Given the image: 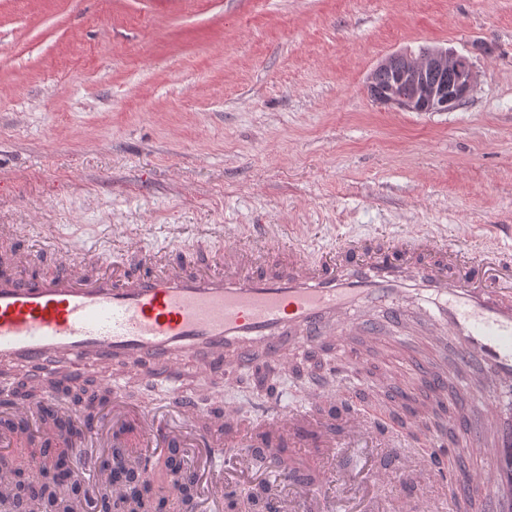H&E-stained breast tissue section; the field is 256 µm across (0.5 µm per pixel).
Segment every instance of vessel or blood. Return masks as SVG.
Returning <instances> with one entry per match:
<instances>
[{
    "instance_id": "1",
    "label": "vessel or blood",
    "mask_w": 512,
    "mask_h": 512,
    "mask_svg": "<svg viewBox=\"0 0 512 512\" xmlns=\"http://www.w3.org/2000/svg\"><path fill=\"white\" fill-rule=\"evenodd\" d=\"M146 231L122 230L111 254L89 249L75 259L54 225H42L33 245L20 244L17 225H0L10 242L0 250V366L34 369L43 390L35 400L0 382V468L26 437L52 446L59 426L77 425L67 444L69 480L107 487L112 512H122L129 486L98 469L102 454L121 449L125 466L146 476L166 449L201 448L203 461L192 465L195 505L221 512L235 471L253 465L252 449L312 438L329 463L351 448L392 447L395 426L377 408L340 409L318 390L309 410L270 405L244 417L224 401L204 410L186 374L257 358L284 370L291 350L316 352L356 331L378 341L415 315L427 336L458 354L454 369L430 359L419 371L441 386L471 385L483 421L453 447L435 442L417 458L396 453L371 481L388 485L397 470L440 477L450 451L481 445L486 463L466 482L490 495L494 512H512V254L496 246L470 254L420 231L393 240L342 236L312 253L257 249L238 234L213 272L202 253L207 234L166 260L145 247ZM116 364L168 381L164 409L133 411L115 400L88 420L57 389L59 380L76 390L92 376L113 392ZM274 501L276 512H356L315 487Z\"/></svg>"
}]
</instances>
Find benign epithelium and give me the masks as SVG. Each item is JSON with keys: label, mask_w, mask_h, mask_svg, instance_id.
I'll use <instances>...</instances> for the list:
<instances>
[{"label": "benign epithelium", "mask_w": 512, "mask_h": 512, "mask_svg": "<svg viewBox=\"0 0 512 512\" xmlns=\"http://www.w3.org/2000/svg\"><path fill=\"white\" fill-rule=\"evenodd\" d=\"M376 69L393 73L392 84L377 101L408 112H450L469 97L477 83L469 56L436 46L417 54H392Z\"/></svg>", "instance_id": "benign-epithelium-1"}]
</instances>
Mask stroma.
I'll list each match as a JSON object with an SVG mask.
<instances>
[{"mask_svg": "<svg viewBox=\"0 0 512 512\" xmlns=\"http://www.w3.org/2000/svg\"><path fill=\"white\" fill-rule=\"evenodd\" d=\"M443 46L478 80L450 112H406L370 97L368 77L398 51ZM0 224L36 243L57 225L67 247L109 249L145 224L146 245L192 244L201 224L313 251L343 235L393 237L420 225L451 246L512 247V0H0ZM349 404L393 416V388L424 394L419 334L349 337ZM327 355L222 373L224 400L251 413L312 390L335 393ZM409 420L405 450L469 423ZM323 493L336 481L313 449H284ZM481 449L450 456V503L492 512L461 482Z\"/></svg>", "mask_w": 512, "mask_h": 512, "instance_id": "35a3bbf8", "label": "stroma"}]
</instances>
